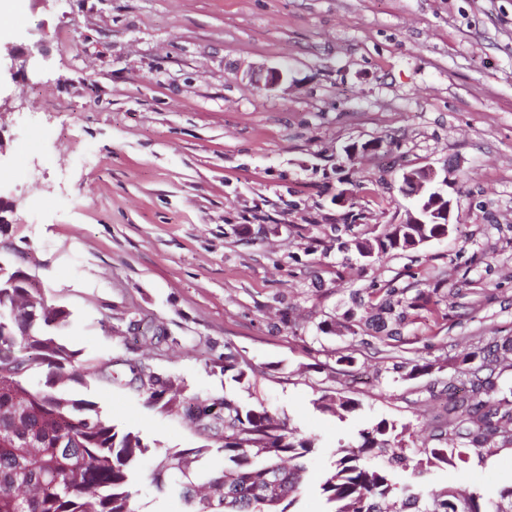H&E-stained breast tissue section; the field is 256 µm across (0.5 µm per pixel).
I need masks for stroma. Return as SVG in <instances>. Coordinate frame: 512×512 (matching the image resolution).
<instances>
[{"label": "stroma", "instance_id": "stroma-1", "mask_svg": "<svg viewBox=\"0 0 512 512\" xmlns=\"http://www.w3.org/2000/svg\"><path fill=\"white\" fill-rule=\"evenodd\" d=\"M0 42V195L15 260L71 313L90 368L73 392L152 449L200 431L95 375L135 359L188 393L263 404L314 438L311 476L380 420L431 446L444 383L479 339L512 336V0H14ZM287 69L273 91L255 80ZM379 152L347 159L345 146ZM451 172L447 237L377 260L355 239L404 214L402 167ZM356 194V223L333 198ZM388 288L412 309L394 357L336 360ZM163 327L151 348L131 321ZM254 369L236 383L214 363ZM431 364L413 378L414 363ZM353 399L340 415L321 396ZM140 467L138 512H191ZM512 485V444L434 468L424 488Z\"/></svg>", "mask_w": 512, "mask_h": 512}]
</instances>
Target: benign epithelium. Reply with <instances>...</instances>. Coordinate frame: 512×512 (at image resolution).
<instances>
[{"label": "benign epithelium", "mask_w": 512, "mask_h": 512, "mask_svg": "<svg viewBox=\"0 0 512 512\" xmlns=\"http://www.w3.org/2000/svg\"><path fill=\"white\" fill-rule=\"evenodd\" d=\"M288 81V71L281 68L267 70L261 87L274 90ZM401 192L413 201L406 211L405 224H451L452 200L446 188L452 186L449 177L439 178L431 167L405 170L401 175Z\"/></svg>", "instance_id": "7a95c632"}]
</instances>
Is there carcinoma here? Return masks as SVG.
<instances>
[{"mask_svg":"<svg viewBox=\"0 0 512 512\" xmlns=\"http://www.w3.org/2000/svg\"><path fill=\"white\" fill-rule=\"evenodd\" d=\"M440 233L438 224H393L383 239L358 240L355 248L360 253L372 246L379 256ZM404 294L392 288L379 304L393 325L376 337L387 348L402 341L401 328L415 307ZM69 318L65 307L27 287L19 272L13 287L0 288V512H137L138 471L150 445L138 431L112 424L95 404L65 392L64 386L84 377L78 351L61 337ZM509 354L512 337L493 336L479 340L462 359L459 376L467 396L457 397L453 378L444 385L448 406L430 422L434 447H405L396 425L383 419L337 448L317 485L322 512H512V487L495 498L458 490L429 496L420 488L431 468L466 462L470 446L512 443V398L498 384ZM217 366L237 383L251 371L231 351ZM38 372L46 373L43 385H29L28 377ZM98 374L134 390L146 407L178 414L215 439L213 445L160 454L150 472L158 490L194 499L197 512H214L209 496L220 488L230 495L223 512H296L314 442L296 436L264 405L190 397L183 381L139 360H126L115 371L105 363ZM317 406L336 414L356 403L323 396ZM61 439L72 447H56ZM215 450L224 453V467H199ZM378 456L387 457L385 465L369 464Z\"/></svg>","mask_w":512,"mask_h":512,"instance_id":"1","label":"carcinoma"}]
</instances>
